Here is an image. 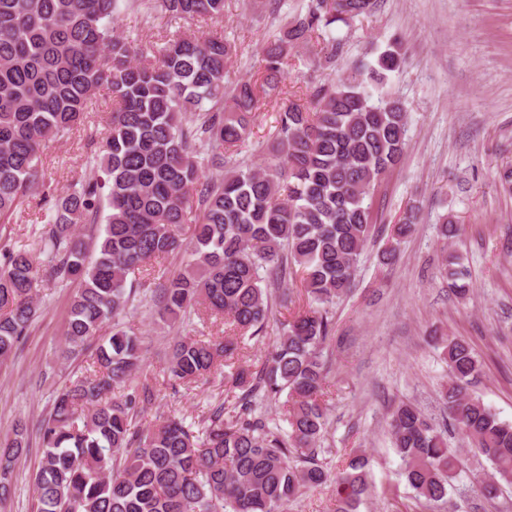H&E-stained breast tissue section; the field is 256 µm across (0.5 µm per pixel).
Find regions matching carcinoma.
<instances>
[{"instance_id":"1","label":"carcinoma","mask_w":512,"mask_h":512,"mask_svg":"<svg viewBox=\"0 0 512 512\" xmlns=\"http://www.w3.org/2000/svg\"><path fill=\"white\" fill-rule=\"evenodd\" d=\"M378 0H308L279 37L262 48L261 77L229 79L235 43L177 31L149 49L118 33L124 11L167 22L224 18L226 0H0V224L44 186L41 153L88 112L99 91L112 95V119L87 165L97 175L55 199L42 220L38 269L32 252L0 245V362L27 334L39 306L38 280L79 281L64 330L63 355L84 349L102 326L89 374L60 390L39 426L42 458L36 512H283L304 491L330 479L319 463L328 426L325 350L334 338L330 307L347 295L375 224L371 192L399 163L408 112L391 96L374 98L405 57L399 43L372 64L330 86L311 88V106L283 97L290 52L322 40L327 58L342 52L337 23L372 15ZM280 102L263 166L238 159L261 100ZM194 119L183 122V113ZM222 170L206 179L207 169ZM197 222L186 225L189 213ZM419 220L410 205L392 226L380 256L392 262ZM103 223L87 235L82 224ZM180 255L178 273L155 266ZM137 274L152 282L127 287ZM452 291L469 292V272L448 255ZM299 278L305 308L281 322L264 359L242 361L238 338L258 337L273 304L290 310L283 289ZM202 305L235 336L195 335L191 309ZM146 307L181 319V336L162 369L172 386L224 375L231 396L207 404L189 425L139 416L157 396L143 374L141 336L124 326ZM443 348L449 383L440 399L456 430L491 464L473 491L485 498L512 484V423L470 393L480 363L469 343L432 336ZM284 409L288 429L269 414ZM393 448L416 498L435 510L463 471L432 419L400 402L389 422ZM28 428L0 446V500L12 489L14 464ZM334 512H358L371 495L368 459L348 457L336 473Z\"/></svg>"}]
</instances>
